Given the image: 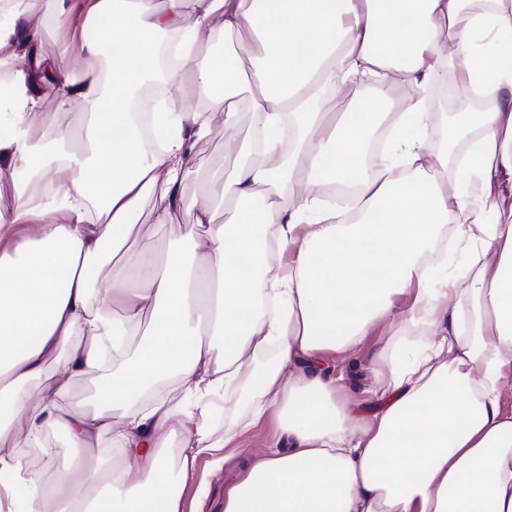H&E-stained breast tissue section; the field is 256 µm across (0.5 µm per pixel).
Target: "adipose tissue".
Returning <instances> with one entry per match:
<instances>
[{
	"instance_id": "ef3b65f1",
	"label": "adipose tissue",
	"mask_w": 512,
	"mask_h": 512,
	"mask_svg": "<svg viewBox=\"0 0 512 512\" xmlns=\"http://www.w3.org/2000/svg\"><path fill=\"white\" fill-rule=\"evenodd\" d=\"M462 2L0 0V177L31 168L56 194L48 206L15 181L0 208V512H181L198 460L238 455L272 414L280 435L247 457L224 512H512V0ZM35 17L75 23L77 52L32 53ZM163 36L177 64L148 149L131 99ZM448 68L467 97L491 98L453 118L468 148L451 179L425 109ZM368 82L382 101L319 111L327 89ZM69 112L76 126L57 123ZM216 133L224 166L185 201L192 147ZM376 140L385 151L366 164ZM336 183L353 188L351 210L325 205ZM187 206L203 233L140 271L123 248L143 215L172 224ZM34 217L39 234L18 235ZM445 231L461 260L436 288L427 256ZM108 250L124 259L106 276ZM389 320L419 345L391 344L381 404L362 415L316 365ZM96 372L90 409L67 406ZM169 375L194 408L143 400ZM219 392L246 396L247 412L215 441L206 399ZM48 427L81 465L50 475L30 456Z\"/></svg>"
}]
</instances>
